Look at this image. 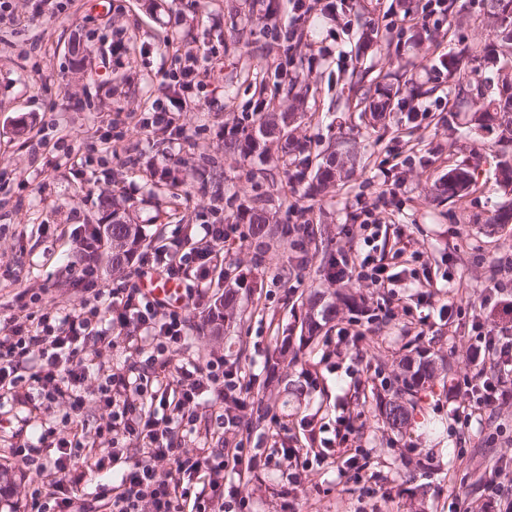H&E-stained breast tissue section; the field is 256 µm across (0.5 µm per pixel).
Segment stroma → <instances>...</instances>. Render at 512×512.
<instances>
[{
	"instance_id": "stroma-1",
	"label": "stroma",
	"mask_w": 512,
	"mask_h": 512,
	"mask_svg": "<svg viewBox=\"0 0 512 512\" xmlns=\"http://www.w3.org/2000/svg\"><path fill=\"white\" fill-rule=\"evenodd\" d=\"M449 18L439 6L414 15L413 0H306L294 23L288 0H60L37 14V0H9L0 13V325L16 296L80 309L75 240L91 224L109 223L100 199L114 197L126 220L144 225L151 242L192 235L206 224H237L216 243L228 279L184 283L190 326L172 362L223 356L250 386L238 400L208 394L197 408L187 449L219 448L211 415L226 409L247 423L253 440L300 448L294 512H495L484 484L512 488V403L498 412L472 410L467 427L454 419L463 400L455 385L474 374L468 356L474 322L512 330V271H494L512 256V192L496 179L498 131L479 127L472 109L453 106L454 85L439 60L459 56L478 67V50L497 43L498 27L483 0H458ZM199 72L190 90L182 71ZM413 79L421 94L402 93L377 125L354 109V72ZM308 85L304 116L290 126L297 149L283 155L224 151V140L263 112L287 111L284 87ZM177 98L180 136L143 128L155 102ZM351 146V177L321 192L304 189L333 145ZM472 170L475 187L442 200L431 187L450 168ZM178 167L189 198L171 197L154 174ZM266 211L276 233L258 238L242 217ZM376 222L374 255L398 273L386 289L355 278L329 279V262L363 247V223ZM506 284L491 293L492 280ZM346 287L360 308L337 305L336 317L310 345L300 342L314 292ZM237 290V311L220 335L196 328L224 289ZM431 292V304L421 300ZM457 314H442L443 304ZM351 332L338 343L336 330ZM444 358L448 372L420 392L404 434L383 423L377 400L391 398L401 359L414 348ZM69 407L45 412L0 402V512H22L34 480L14 466L11 446L36 441L43 425L68 434ZM351 431L336 432L342 420ZM316 435H309V427ZM368 461L361 475L339 472L340 449ZM225 484L247 497L252 512H287L281 467L235 472ZM377 485L374 495L364 486Z\"/></svg>"
}]
</instances>
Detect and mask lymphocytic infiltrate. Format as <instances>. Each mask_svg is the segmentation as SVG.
Instances as JSON below:
<instances>
[{
	"label": "lymphocytic infiltrate",
	"instance_id": "1",
	"mask_svg": "<svg viewBox=\"0 0 512 512\" xmlns=\"http://www.w3.org/2000/svg\"><path fill=\"white\" fill-rule=\"evenodd\" d=\"M76 249L85 255L81 281L92 292L94 305L67 313L47 306L35 314L23 301L17 314L0 326V397H13L22 390L29 400L50 404L62 399L70 409L68 438L59 439L52 430H44L37 443L16 442L12 457L37 476L50 467L64 472L79 466L87 475L120 469L118 482L97 486L99 498L108 500L112 512H249L248 500L225 493L217 473L230 465L255 469L274 462L295 470L301 464L299 449L252 448L241 437L209 454L181 448L174 440L176 428L193 424L192 410L199 407L204 393L241 387L238 372L215 358L203 364L190 360L175 371L146 378L101 361L103 352L117 343L134 348L144 333L159 341L150 362L183 346L188 327L184 307L147 295L140 283L149 270L179 283L192 266L201 277H208L209 247L184 238L155 244L143 268L124 287L110 289L97 285L92 243L77 238ZM336 277H354L378 288L392 279L369 253L341 256ZM470 361L477 373L456 384L468 407L492 411L506 403L512 394L502 372L512 368V336L479 331ZM90 390L107 412L106 423L97 426L95 433L110 438L111 447L96 450L88 444L84 408ZM150 400L157 402V409L147 408ZM126 442L140 447L141 459L126 457L122 448ZM160 462L170 463L167 476H158ZM203 470L215 475L206 494L193 487L195 475ZM78 500V481L47 485L37 480L30 484L24 512H79Z\"/></svg>",
	"mask_w": 512,
	"mask_h": 512
}]
</instances>
